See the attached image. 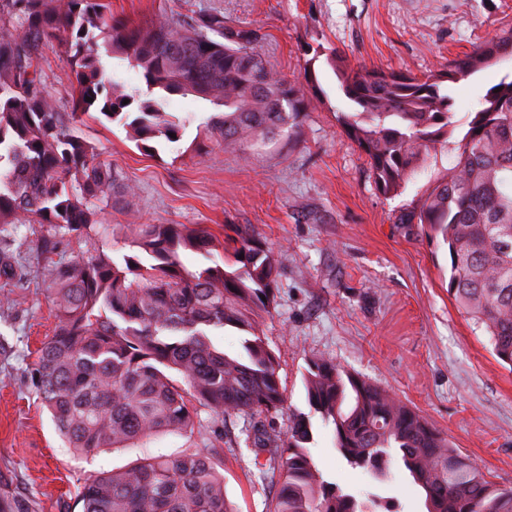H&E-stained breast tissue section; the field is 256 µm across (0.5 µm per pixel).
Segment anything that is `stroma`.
<instances>
[{"label":"stroma","instance_id":"1","mask_svg":"<svg viewBox=\"0 0 512 512\" xmlns=\"http://www.w3.org/2000/svg\"><path fill=\"white\" fill-rule=\"evenodd\" d=\"M110 8L136 23L187 22L217 11L257 29V52L312 104L299 134L237 153L225 152L205 126L214 105L191 95L166 104L176 115L195 116L182 139L150 152L121 124L85 117L79 135L123 180L107 200L91 199L90 239L64 238L58 257L93 243L111 252L116 224L199 225L219 237L225 225H252L284 258L276 304L262 325L286 398L282 412L266 420L271 432L284 434L290 415L308 414L311 454L324 477L346 491L371 490V479L336 452L330 428L307 402L310 361L330 359L396 394L490 480L512 487V369L449 294L447 249L420 225L399 221L453 168L456 145L426 155L398 195L379 193L367 156L336 119L349 108L336 77L311 53L320 45L353 64L430 74L512 27V0H110ZM41 64L47 95L59 111H70L73 80L63 48L45 45ZM511 73L508 57L453 86L459 130L485 92ZM39 236L36 224L12 233L25 283L0 288V494L30 500L32 512H63L79 480L95 472L193 448L219 452L234 512H269L275 489L252 475L254 459L269 452L245 446L235 416L201 411L192 435H161L142 448L83 456L67 448L30 379L56 326Z\"/></svg>","mask_w":512,"mask_h":512}]
</instances>
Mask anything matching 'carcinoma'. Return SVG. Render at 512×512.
<instances>
[{
  "instance_id": "obj_1",
  "label": "carcinoma",
  "mask_w": 512,
  "mask_h": 512,
  "mask_svg": "<svg viewBox=\"0 0 512 512\" xmlns=\"http://www.w3.org/2000/svg\"><path fill=\"white\" fill-rule=\"evenodd\" d=\"M103 0H0V233L21 224L42 229L40 249L58 323L42 343L31 378L68 447L77 454L138 448L152 438L190 434L197 409L246 422L245 443L272 442L263 418L283 408L278 361L261 325L274 304L283 258L253 230L226 236L231 260L196 269L180 252L209 258L215 236L186 224H117L123 246L108 255L95 243L85 255L55 261L66 236L90 238L87 200L120 181L75 133L91 108L125 120L132 138L179 141L192 117L164 110L168 97L195 96L224 107L206 126L240 151L298 130L309 103L264 66L258 30L209 13L185 24L166 18L135 24L106 16ZM66 49L73 109L60 112L43 87L41 48ZM137 69L128 88L107 73L103 57ZM503 56L502 31L442 69L418 76L351 65L334 49L326 62L351 107L338 121L369 159L376 189L396 195L420 157L455 131L451 85ZM489 89L457 143V160L418 209L401 215L448 248V293L512 367V79ZM92 101H86V98ZM129 103H124V100ZM0 278L18 286L21 264L0 247ZM244 333V354L216 348L209 332ZM180 380H173L169 372ZM307 401L331 427L334 447L353 468L383 484L399 462L420 487L425 512H512V487L489 480L422 414L388 390L331 359L304 376ZM309 417L288 419L278 456L254 460L259 478L278 486L270 512H395L372 492L356 496L324 479L308 444ZM233 512L214 457L195 450L145 456L122 470H101L78 488L66 512Z\"/></svg>"
}]
</instances>
